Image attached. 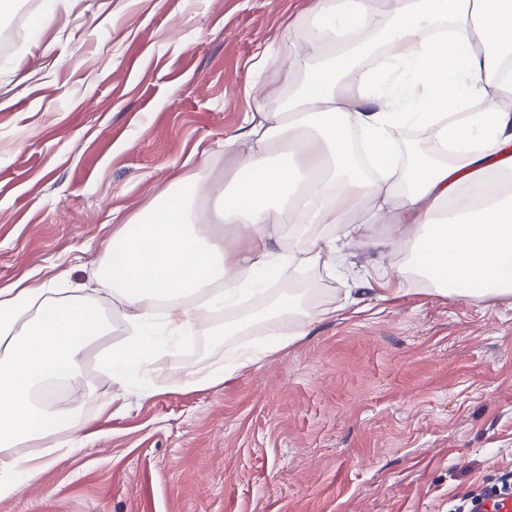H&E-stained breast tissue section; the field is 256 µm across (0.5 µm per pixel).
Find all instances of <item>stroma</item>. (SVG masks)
<instances>
[{
  "instance_id": "35a3bbf8",
  "label": "stroma",
  "mask_w": 512,
  "mask_h": 512,
  "mask_svg": "<svg viewBox=\"0 0 512 512\" xmlns=\"http://www.w3.org/2000/svg\"><path fill=\"white\" fill-rule=\"evenodd\" d=\"M308 0H43L53 20L0 61V288L88 264L112 230L178 178L226 184L219 144L254 111L266 47L301 64ZM199 145L213 146L204 158ZM395 240L392 250L373 248ZM363 268L406 252L384 218L347 248ZM314 323L260 365L208 387L93 376L65 401L96 440L47 457L0 512H456L512 473V298L438 294L420 279ZM271 296L218 311L154 373L269 345ZM251 319L241 335L224 326Z\"/></svg>"
}]
</instances>
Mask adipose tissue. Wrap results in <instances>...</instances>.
Here are the masks:
<instances>
[{
    "label": "adipose tissue",
    "instance_id": "adipose-tissue-1",
    "mask_svg": "<svg viewBox=\"0 0 512 512\" xmlns=\"http://www.w3.org/2000/svg\"><path fill=\"white\" fill-rule=\"evenodd\" d=\"M306 14L312 64L279 65L263 90L271 109L225 136L236 169L212 212L197 211L198 182L181 183L113 218L94 287L66 296L56 275L0 289V499L36 480L46 453L91 443L89 418L59 390L93 349L126 382L205 310L285 269L512 297V0H310ZM366 216L404 226V263L353 270L345 248ZM351 303L307 311L291 293L276 310L296 339Z\"/></svg>",
    "mask_w": 512,
    "mask_h": 512
}]
</instances>
